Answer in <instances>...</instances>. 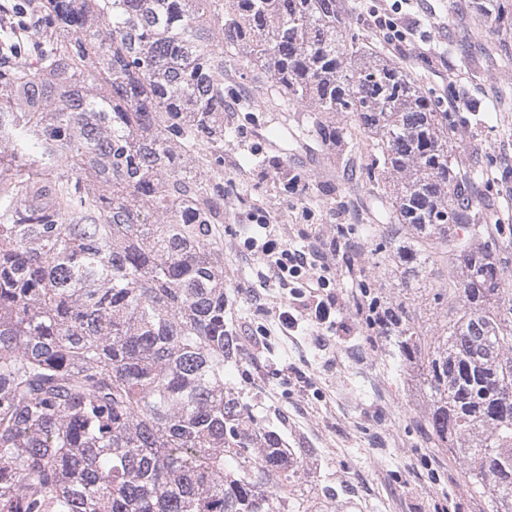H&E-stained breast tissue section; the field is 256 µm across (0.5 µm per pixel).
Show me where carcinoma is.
Returning a JSON list of instances; mask_svg holds the SVG:
<instances>
[{"label": "carcinoma", "instance_id": "1", "mask_svg": "<svg viewBox=\"0 0 512 512\" xmlns=\"http://www.w3.org/2000/svg\"><path fill=\"white\" fill-rule=\"evenodd\" d=\"M512 66V0H473ZM347 0H0V512H328L303 449L224 384V55L262 66L307 132H367L388 219L378 263H448L459 305L425 336L427 443L512 512V228L483 216L448 113L351 32ZM410 228L417 248L397 245Z\"/></svg>", "mask_w": 512, "mask_h": 512}]
</instances>
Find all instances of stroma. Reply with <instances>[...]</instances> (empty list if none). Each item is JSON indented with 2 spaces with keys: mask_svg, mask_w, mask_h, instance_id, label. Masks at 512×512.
Listing matches in <instances>:
<instances>
[{
  "mask_svg": "<svg viewBox=\"0 0 512 512\" xmlns=\"http://www.w3.org/2000/svg\"><path fill=\"white\" fill-rule=\"evenodd\" d=\"M352 26L378 57L402 65L438 111L447 113L465 148L456 167L478 172L494 223L512 225V69L499 68L479 40L481 22L460 0H411L392 45L370 15L393 0H352ZM460 57L441 49L448 42ZM224 94H240L243 110L224 113V276L227 316L240 335L237 364L226 384L242 389L254 414L280 430L289 447L309 449L316 483L336 490L330 512H492L487 495L465 485L459 462L427 447L430 402L416 366H405L392 337L377 336L356 310L358 288L347 259L371 260L385 215L374 192L344 184L341 165L362 168V150L318 143L302 132L300 110L282 105L272 82L256 81L247 59L231 60ZM471 102L453 111L452 96ZM311 172L315 182L285 186L283 168ZM306 248H334L327 277L340 308L327 345L313 336H260L285 295L262 260L240 239L255 212Z\"/></svg>",
  "mask_w": 512,
  "mask_h": 512,
  "instance_id": "stroma-1",
  "label": "stroma"
}]
</instances>
